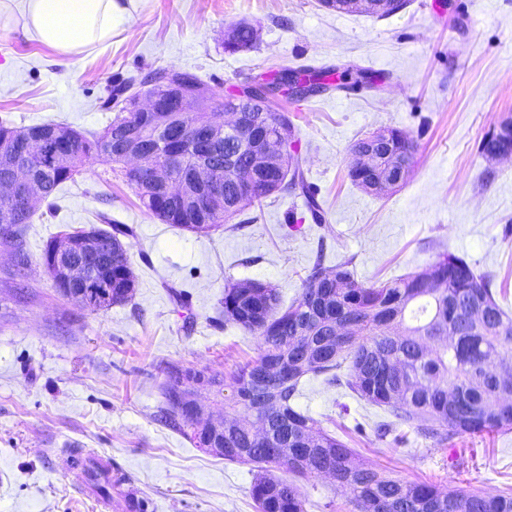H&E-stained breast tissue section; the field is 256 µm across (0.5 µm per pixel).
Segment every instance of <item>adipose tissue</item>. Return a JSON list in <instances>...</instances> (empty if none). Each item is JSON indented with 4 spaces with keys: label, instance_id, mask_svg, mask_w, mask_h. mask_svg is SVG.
Returning <instances> with one entry per match:
<instances>
[{
    "label": "adipose tissue",
    "instance_id": "adipose-tissue-1",
    "mask_svg": "<svg viewBox=\"0 0 512 512\" xmlns=\"http://www.w3.org/2000/svg\"><path fill=\"white\" fill-rule=\"evenodd\" d=\"M25 34L72 56L108 43L128 12L125 0H24Z\"/></svg>",
    "mask_w": 512,
    "mask_h": 512
}]
</instances>
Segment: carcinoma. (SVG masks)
<instances>
[{
  "instance_id": "1",
  "label": "carcinoma",
  "mask_w": 512,
  "mask_h": 512,
  "mask_svg": "<svg viewBox=\"0 0 512 512\" xmlns=\"http://www.w3.org/2000/svg\"><path fill=\"white\" fill-rule=\"evenodd\" d=\"M234 54L253 48L255 33L250 25L232 28ZM330 73L294 70L301 100L315 87H329ZM365 72L346 68L336 83L348 89L360 83ZM204 86L193 73L167 70L146 74L140 89L158 97L169 93L174 84ZM134 87L128 82L108 97L107 107L124 103L112 123L95 136L59 123L28 127L51 136L66 160L19 155L42 183L43 199L61 185L75 181L80 171L95 161L120 166L124 181L135 190L142 207L165 224L184 230L208 232L228 223L242 211L279 192H300L316 221H323L320 205L311 190L295 138V128L286 107L278 112H244L242 124L231 128L216 148L197 137L204 126L205 112H169L167 130L153 112H133V97H118ZM285 133L289 153L278 156L277 167H293L278 179L260 175L251 190L239 191L227 175L234 165L244 164L243 141L277 146ZM138 135L142 148L157 165H167L173 156L184 161L204 158L212 176L224 186V203L209 209L198 219L191 208L174 209L147 182L123 166L119 155L126 134ZM417 144L409 134L389 128V136L377 142L373 151L378 159L373 168L348 172L355 186L380 177L388 167L414 159ZM35 207L19 201H0V246L15 254V272L28 266L22 249L24 225ZM103 245L102 258L94 265L90 287L103 284L112 290V300L89 305L92 312L107 310L128 302L135 288L128 248L122 238L127 227L114 224L112 230L93 224L69 232L73 243L70 259H84L86 235ZM432 266L456 269L461 277L445 280L435 288L419 275L400 276L385 282L365 284L349 269V262L329 270L317 257L303 281L300 297L281 307L277 289L267 283L250 281L224 287V322L253 332L258 337L259 356L224 377L204 369L170 365L161 385L163 418L181 430L198 448L204 447L200 422L180 411L179 392L192 381L214 393L215 401L231 410L224 419V451L216 456L230 464L257 468L250 496L256 512H305V500L297 486L275 475L285 469L297 475L330 474L336 490L349 495L356 512H512V492L496 495L457 490L440 491L429 482H407L391 472L364 462L348 442L321 427L318 421L295 404L303 379L322 376L329 384H344L357 397L384 407L398 422L415 427L421 435L442 441L448 435H482L512 428V414H496L503 400L512 402V361L502 356V348L512 345V317L495 300L491 279L478 275L463 259L447 252L438 255ZM349 363L348 378L338 371ZM87 484L120 512H152V502L124 491V480L94 463L82 465Z\"/></svg>"
}]
</instances>
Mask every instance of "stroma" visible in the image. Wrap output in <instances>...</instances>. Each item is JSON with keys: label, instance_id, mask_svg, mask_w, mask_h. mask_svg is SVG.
Returning a JSON list of instances; mask_svg holds the SVG:
<instances>
[{"label": "stroma", "instance_id": "1", "mask_svg": "<svg viewBox=\"0 0 512 512\" xmlns=\"http://www.w3.org/2000/svg\"><path fill=\"white\" fill-rule=\"evenodd\" d=\"M239 22L255 26V47L225 52L224 33ZM350 65L367 82L326 89L294 112L322 223L282 192L192 233L148 215L98 161L37 205L24 230L26 276H14L12 252L0 249V512H108L63 467L71 451L111 459L154 512H256L252 466L225 463L161 419L166 364L221 376L259 355L256 336L224 321L226 283L272 284L287 306L316 257L329 268L351 260L356 278L373 283L448 252L490 275L512 314V158L481 152L512 119V0H408L386 18L319 0H132L110 42L75 57L0 31V123L60 122L87 135L112 121L111 86L151 71H190L224 95L285 67ZM383 126L409 132L418 150L405 184L373 195L347 173L354 141ZM104 217L131 230L137 288L92 312L58 293L40 255L50 238ZM297 404L401 479L489 495L512 488V429L435 441L316 377ZM295 483L307 512H353L330 478Z\"/></svg>", "mask_w": 512, "mask_h": 512}]
</instances>
